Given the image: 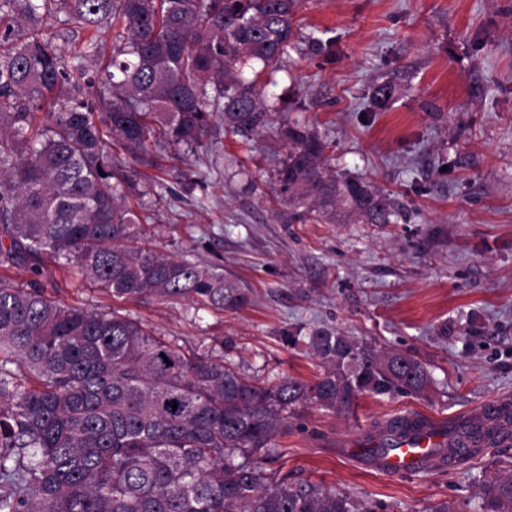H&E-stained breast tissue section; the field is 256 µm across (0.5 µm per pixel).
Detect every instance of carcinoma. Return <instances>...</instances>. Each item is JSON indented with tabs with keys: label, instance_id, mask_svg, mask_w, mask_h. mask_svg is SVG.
<instances>
[{
	"label": "carcinoma",
	"instance_id": "cac0c4a2",
	"mask_svg": "<svg viewBox=\"0 0 512 512\" xmlns=\"http://www.w3.org/2000/svg\"><path fill=\"white\" fill-rule=\"evenodd\" d=\"M298 0H0V266L45 263L117 298L235 310L247 294L218 268L141 246L129 204L155 192L164 146L220 159L212 122L242 141L271 123L262 86L282 70ZM48 17L86 32L65 56ZM112 31V44L101 38ZM253 70L246 82L244 69ZM279 203L303 217L342 206L390 224L387 196L325 167L328 143L285 123ZM321 368L259 384L231 361L185 351L139 320L89 311L0 278V512H376L266 470L276 437L314 404L417 396V358L334 329L283 337ZM177 408H172V405ZM512 512V474L483 488Z\"/></svg>",
	"mask_w": 512,
	"mask_h": 512
}]
</instances>
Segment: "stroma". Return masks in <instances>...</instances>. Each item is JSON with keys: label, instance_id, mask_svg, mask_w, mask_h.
Here are the masks:
<instances>
[{"label": "stroma", "instance_id": "1", "mask_svg": "<svg viewBox=\"0 0 512 512\" xmlns=\"http://www.w3.org/2000/svg\"><path fill=\"white\" fill-rule=\"evenodd\" d=\"M384 82L395 94L373 107ZM263 92L330 142L332 169L387 195L397 220H289L273 200L279 123L246 144L218 123L224 162L166 161L153 173L164 203L143 197V229L160 251L219 265L245 307L113 298L54 264L43 285L257 378L314 381L316 361L283 338L316 327L415 356L433 375L420 397L367 396L347 417L304 407L276 454L290 475L391 512H480L481 484L512 472L511 433L455 467L402 476L351 442L395 415L456 426L512 400V0H302Z\"/></svg>", "mask_w": 512, "mask_h": 512}]
</instances>
